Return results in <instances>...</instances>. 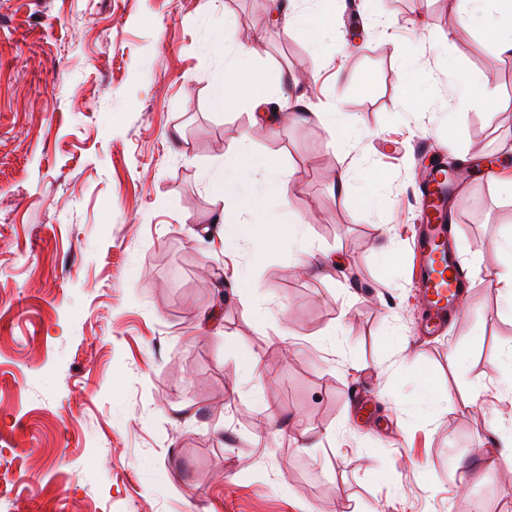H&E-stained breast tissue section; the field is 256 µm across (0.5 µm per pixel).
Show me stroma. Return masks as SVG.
Wrapping results in <instances>:
<instances>
[{
  "mask_svg": "<svg viewBox=\"0 0 512 512\" xmlns=\"http://www.w3.org/2000/svg\"><path fill=\"white\" fill-rule=\"evenodd\" d=\"M324 8L0 0V512H512V476L486 471L512 436L490 283L512 237V17L336 0L316 46ZM244 45L255 93L304 103L259 134L251 101L214 105ZM424 140L468 171L451 218L481 269L434 338L411 280ZM242 149L253 178L279 171L265 208L304 218L313 254L225 246L211 182Z\"/></svg>",
  "mask_w": 512,
  "mask_h": 512,
  "instance_id": "obj_1",
  "label": "stroma"
}]
</instances>
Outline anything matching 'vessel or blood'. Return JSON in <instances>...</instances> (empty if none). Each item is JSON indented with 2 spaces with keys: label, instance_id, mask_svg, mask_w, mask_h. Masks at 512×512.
Returning <instances> with one entry per match:
<instances>
[{
  "label": "vessel or blood",
  "instance_id": "b4317fda",
  "mask_svg": "<svg viewBox=\"0 0 512 512\" xmlns=\"http://www.w3.org/2000/svg\"><path fill=\"white\" fill-rule=\"evenodd\" d=\"M453 188L454 177L442 162L417 188L424 210L415 242L416 275L433 331L460 317L470 284L468 270L448 238V199Z\"/></svg>",
  "mask_w": 512,
  "mask_h": 512
}]
</instances>
